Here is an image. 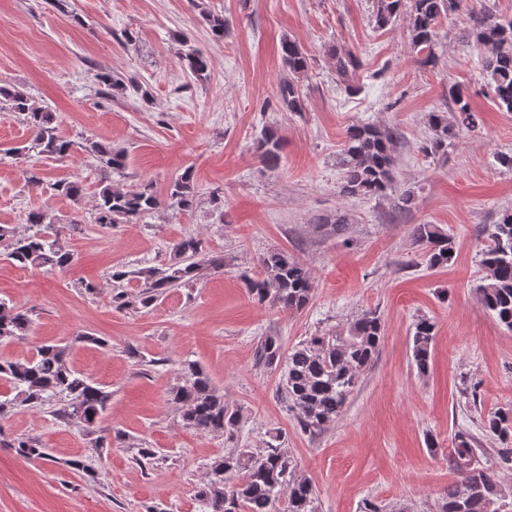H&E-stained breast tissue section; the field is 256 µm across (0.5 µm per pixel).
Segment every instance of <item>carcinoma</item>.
I'll return each instance as SVG.
<instances>
[{
	"mask_svg": "<svg viewBox=\"0 0 512 512\" xmlns=\"http://www.w3.org/2000/svg\"><path fill=\"white\" fill-rule=\"evenodd\" d=\"M410 35L412 45L427 52L423 62L436 63L432 51L437 37L438 19L460 7L462 0H410ZM403 0H378L376 24L385 27L400 15ZM215 40L222 41L229 28L224 17L202 11ZM467 40L486 49L482 70L494 89V102L501 111L512 112V21L498 18L486 9L471 15ZM185 49L178 55L179 64L195 79L208 77L207 58L182 42ZM329 53L336 59V75L348 94L361 91L356 74L361 59L350 51L335 47ZM281 61L288 77L276 87L282 108L302 111L299 79L309 69V58L302 46L285 38L281 42ZM453 113L431 112L428 126L432 137L421 146L426 154L448 155V147L460 133L478 124L463 91L452 89ZM0 107L23 115L33 132L26 152L47 157H66L81 149L102 173H120L126 167L127 154L108 144L86 139L79 143L59 131L53 113L19 89L0 87ZM394 131L374 124H356L346 130L343 150V177L340 193L347 197H380L393 182ZM282 144L273 131L263 132L258 151L265 167L274 169L280 159ZM55 190L79 205L84 187L77 180H59ZM169 206L187 211L195 202L192 172L184 171L170 185ZM161 198L153 185L142 184L125 189L100 181L94 194L95 222L103 226L130 224L154 212ZM29 232H20L11 224H0V246L6 258L19 267L64 269L74 256L62 238L66 225L42 208L28 213ZM488 244L481 254L485 276L477 287L481 306L500 325L512 332V211L507 210L493 224L482 228ZM412 237L425 249L426 264L442 267L452 259L454 242L436 224H415ZM173 262L163 268L137 271L143 289L129 293L123 282L130 272L123 267L112 268V306L117 309L148 308L169 289L188 284L203 272L224 266L222 258L203 256L202 242L192 236L172 245ZM260 274L248 280L249 294L258 303L269 302L292 313L302 310L313 292L307 267L288 252L276 249L260 262ZM32 324L30 311L0 299V340L20 338ZM384 335L381 317L365 310L344 333H321L306 337L283 352L275 336L265 337L259 346V360L266 366L285 363L280 384L288 407L295 411L300 431L310 437L322 434L343 412L361 376L369 370ZM435 338V324L420 318L413 324L412 361L418 373L426 372ZM0 379L9 383L10 392L0 394V419L18 407L40 408L58 402L53 411L56 418L75 424L87 433L95 431L107 410L112 392L75 371L68 361V346L46 344L31 357L0 362ZM170 401L179 411L182 424L205 434H229L238 423V411L225 401L208 373L197 361L181 363V382L170 392ZM488 429L506 444L512 440V408H499L488 418ZM24 458L51 459L47 449L34 441L18 437L8 443ZM475 449L470 440L457 436L456 446L448 453V465L457 480L448 486L439 512H504L506 494L500 473L512 470V448H499L484 464L473 463ZM204 512H316V490L313 483L294 472L292 460L280 442V435L271 436L266 448L257 453L241 448L215 459L207 469L204 485L198 491ZM285 507H280L281 502Z\"/></svg>",
	"mask_w": 512,
	"mask_h": 512,
	"instance_id": "obj_1",
	"label": "carcinoma"
}]
</instances>
